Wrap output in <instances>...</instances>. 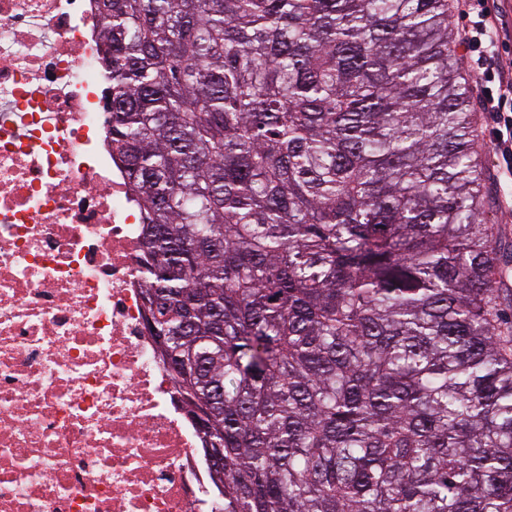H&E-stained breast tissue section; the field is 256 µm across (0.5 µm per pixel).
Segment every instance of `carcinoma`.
Returning <instances> with one entry per match:
<instances>
[{"mask_svg": "<svg viewBox=\"0 0 512 512\" xmlns=\"http://www.w3.org/2000/svg\"><path fill=\"white\" fill-rule=\"evenodd\" d=\"M97 4L224 512H512V249L448 0Z\"/></svg>", "mask_w": 512, "mask_h": 512, "instance_id": "1", "label": "carcinoma"}]
</instances>
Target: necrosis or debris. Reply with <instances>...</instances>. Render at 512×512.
<instances>
[{
    "label": "necrosis or debris",
    "instance_id": "1",
    "mask_svg": "<svg viewBox=\"0 0 512 512\" xmlns=\"http://www.w3.org/2000/svg\"><path fill=\"white\" fill-rule=\"evenodd\" d=\"M94 0H0V512H222L145 320Z\"/></svg>",
    "mask_w": 512,
    "mask_h": 512
}]
</instances>
